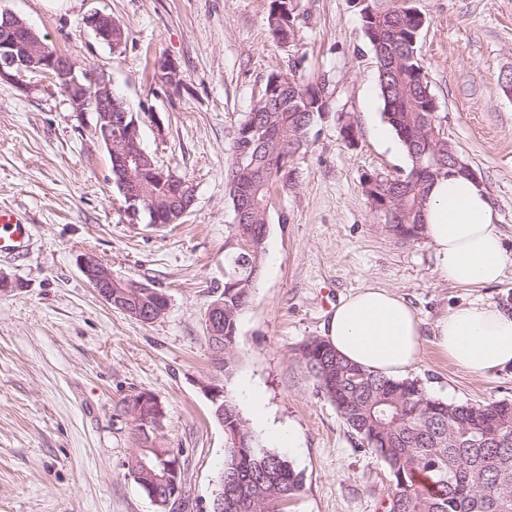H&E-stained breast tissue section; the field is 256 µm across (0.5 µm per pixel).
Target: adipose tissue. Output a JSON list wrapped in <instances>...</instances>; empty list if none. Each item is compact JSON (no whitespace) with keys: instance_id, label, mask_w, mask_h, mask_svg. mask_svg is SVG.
Returning a JSON list of instances; mask_svg holds the SVG:
<instances>
[{"instance_id":"adipose-tissue-1","label":"adipose tissue","mask_w":512,"mask_h":512,"mask_svg":"<svg viewBox=\"0 0 512 512\" xmlns=\"http://www.w3.org/2000/svg\"><path fill=\"white\" fill-rule=\"evenodd\" d=\"M423 234L434 248L440 271L461 285L497 284L512 261L487 192L463 174L443 175L431 184ZM435 336L439 352L472 375L512 366V313L496 303L446 309L435 322ZM326 337L344 359L388 377L405 376L422 355L416 310L387 288L367 286L340 299ZM238 394L255 424L265 429L277 447H295L293 431L270 421L259 387L245 382Z\"/></svg>"}]
</instances>
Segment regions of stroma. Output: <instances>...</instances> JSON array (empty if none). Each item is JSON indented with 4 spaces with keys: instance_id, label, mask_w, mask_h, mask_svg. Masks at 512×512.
Here are the masks:
<instances>
[{
    "instance_id": "stroma-1",
    "label": "stroma",
    "mask_w": 512,
    "mask_h": 512,
    "mask_svg": "<svg viewBox=\"0 0 512 512\" xmlns=\"http://www.w3.org/2000/svg\"><path fill=\"white\" fill-rule=\"evenodd\" d=\"M271 0H0L78 67L103 70L142 116L143 148L189 178L196 200L176 226L127 223L109 156L54 79L0 83V206L24 213L32 248L0 254V512H156L128 474L140 436L125 411L149 392L166 407L156 432L178 450L194 512H210L225 460L224 431L201 392L262 386L274 421L291 426L303 486L288 512H387L385 463L359 447L307 371L300 349L324 338L333 304L375 285L402 295L422 320L424 350L409 373L451 403L512 400V367L472 376L434 344L445 309L490 300L512 311V263L501 282L465 287L441 274L425 237L402 238L368 200L363 177L405 174L396 135L379 140L383 101L374 53L350 0H296L293 45L267 26ZM425 24L418 53L437 125L491 196L512 255V0H413ZM112 15L126 40L112 49L84 19ZM174 61L181 83L153 74ZM301 61L326 80L328 117L316 119L292 185L275 187L265 267L239 317L232 376L212 361L205 319L224 285L232 222L225 161L268 77ZM357 130L348 146L338 115ZM96 254L113 272L167 294L166 314L144 324L112 308L78 260Z\"/></svg>"
}]
</instances>
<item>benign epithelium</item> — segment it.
I'll use <instances>...</instances> for the list:
<instances>
[{"mask_svg":"<svg viewBox=\"0 0 512 512\" xmlns=\"http://www.w3.org/2000/svg\"><path fill=\"white\" fill-rule=\"evenodd\" d=\"M112 16L93 11L85 17V24L97 39L116 50L125 41V34L113 28ZM50 73L58 80L73 112L79 117L93 115L91 131L106 148L114 162L116 184L125 200V215L128 222L137 224L142 212L153 208L145 180L144 167L146 153L141 146L140 122L137 116L117 105L112 89V81L107 75L94 68L76 69L68 58L49 50L34 34L32 28L17 15L0 11V82L23 85L28 74ZM79 268L95 291L108 304H121L122 301L137 299L148 285L136 281L116 282L114 272L97 255L87 252L79 258ZM168 310V306L156 309L149 307L133 310L122 309L135 319L147 323L158 320ZM202 392L215 408L214 418L224 424V388L216 384H206ZM153 404L150 396L144 395L128 408L135 423L143 428H152L151 416L146 413ZM181 462L171 460L155 466L148 455L137 450L131 457L130 477L150 497L165 493L172 512H191L190 505L181 493Z\"/></svg>","mask_w":512,"mask_h":512,"instance_id":"benign-epithelium-1","label":"benign epithelium"}]
</instances>
